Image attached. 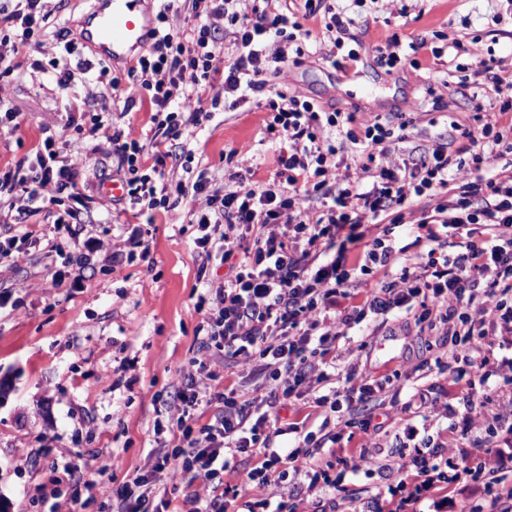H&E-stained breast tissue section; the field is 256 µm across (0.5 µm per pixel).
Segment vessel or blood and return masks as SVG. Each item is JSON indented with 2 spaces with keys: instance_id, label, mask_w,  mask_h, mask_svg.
<instances>
[{
  "instance_id": "vessel-or-blood-1",
  "label": "vessel or blood",
  "mask_w": 512,
  "mask_h": 512,
  "mask_svg": "<svg viewBox=\"0 0 512 512\" xmlns=\"http://www.w3.org/2000/svg\"><path fill=\"white\" fill-rule=\"evenodd\" d=\"M155 0H95L79 40L109 63H133L155 36Z\"/></svg>"
}]
</instances>
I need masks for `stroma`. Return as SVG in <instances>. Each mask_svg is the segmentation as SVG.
Wrapping results in <instances>:
<instances>
[{"instance_id":"1","label":"stroma","mask_w":512,"mask_h":512,"mask_svg":"<svg viewBox=\"0 0 512 512\" xmlns=\"http://www.w3.org/2000/svg\"><path fill=\"white\" fill-rule=\"evenodd\" d=\"M304 4L279 2L298 16H304ZM324 4L354 18L360 62L346 71L315 55L321 21L304 16L311 33L302 43L304 55L289 54L270 82L326 111L353 114V129L360 136L378 116L405 123L402 138L385 141L396 159L432 150L453 125L476 128L475 114L502 106L504 98L493 87L472 92L465 58L450 50L453 43L479 39L490 49L496 72L512 80V12L503 10L499 0ZM88 9L87 0H61L47 21L40 62L49 63L55 53L54 31L63 26L79 31ZM417 38L427 41V49H410ZM393 39L400 43V62L392 68L378 65L376 47ZM435 47L441 57H433ZM127 95L123 86L112 91L111 112L132 138L148 143L150 107L139 101L125 109ZM269 98L266 92L253 93L230 110L212 108L210 100H203L201 107L210 116L194 130L196 164L224 175L232 168L229 151L248 145L257 158L254 182L284 184L276 163L284 144L266 132L272 119ZM0 99L20 122L16 133L0 134V167L27 156L51 132L75 156L79 184H97L101 175L111 173V158L80 139L70 122L79 113L99 110L81 81L59 85L52 73H32L26 61L12 75L0 77ZM192 205L191 198L180 199L150 221L135 217L126 204L113 203L111 195L98 194L95 204L80 214L79 226L104 240L123 235L129 224L146 226L153 265L102 260L74 288L66 281L53 282L43 255L33 249L0 276V289L14 301L0 309V512H48L37 490L63 480L62 471L51 466L55 460L79 457L87 478L99 479L96 501L85 512H100L111 488L108 478H98V469L120 478L143 467L163 395L191 356L201 320L195 310L202 292L197 281L201 259L185 228ZM365 332V326L354 327L343 340L359 347L360 371L374 377L396 373L404 392H431L458 403L460 387L426 368L440 348L419 334L412 317L395 314L377 323L363 348L359 342ZM124 361L130 371L121 369ZM395 483L394 477L377 475L346 480L345 491L336 497L338 510L360 512L365 497L387 492Z\"/></svg>"}]
</instances>
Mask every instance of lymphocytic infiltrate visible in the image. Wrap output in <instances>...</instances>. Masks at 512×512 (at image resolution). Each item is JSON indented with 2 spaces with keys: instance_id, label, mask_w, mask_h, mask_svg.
<instances>
[{
  "instance_id": "lymphocytic-infiltrate-1",
  "label": "lymphocytic infiltrate",
  "mask_w": 512,
  "mask_h": 512,
  "mask_svg": "<svg viewBox=\"0 0 512 512\" xmlns=\"http://www.w3.org/2000/svg\"><path fill=\"white\" fill-rule=\"evenodd\" d=\"M172 3L161 0L156 38L128 69L155 107L150 145L99 115L83 130L106 146L129 206L155 213L169 209L171 195L192 196L189 222L202 259L197 279L205 287L195 304L202 319L193 354L166 394L175 420L154 424L146 463L113 486L110 512H305L306 493L335 502L340 480L320 449L337 442L336 425L355 419L366 438L379 436L383 408L415 447L392 464L402 495H374L367 512H421L426 500L432 512H512V486L505 483L512 472V400L501 402L489 383L498 377L512 384V162L493 166L512 153V108L492 113L480 131H462L456 148L442 143L400 164L384 145L391 135L385 124L373 122L360 138L337 113L279 90L266 130L288 144L277 157L289 172L286 185H252L249 147L231 149L235 169L225 180L202 169L172 183L166 170L191 157L190 129L203 96L216 107L262 91L272 64L287 57L283 43L292 24L273 0H195L197 23L180 32L165 26ZM47 17L48 0L0 4V21L21 29L15 39L0 40V63L41 48ZM223 54L228 60L220 69L215 61ZM345 150L352 164L328 182L329 167ZM23 162L25 178L18 168H0L9 210L0 214V263L43 246L61 260L53 280L78 284L95 254H149L138 227L110 244L75 232L65 242H43L25 220L45 200L67 193L71 206L55 222L69 225L92 198L54 135ZM313 193L326 201L317 213L303 204ZM213 262L224 266L222 280L211 278ZM396 312L448 339L434 367L462 384L460 409L402 395L392 376L375 379L352 365V348L340 344L348 330ZM240 364L249 368L251 389L220 373ZM304 400L324 414L318 429L282 424L281 411ZM205 410L211 416L204 422ZM429 414L459 418L454 447L421 434L417 421ZM287 433L297 435V446L276 447ZM235 458L244 470L232 485L224 475ZM63 470L71 494L53 488L39 497L50 512H84L98 483L78 464L64 463ZM178 485L185 493L176 501L169 489ZM268 487L276 499L247 495Z\"/></svg>"
}]
</instances>
